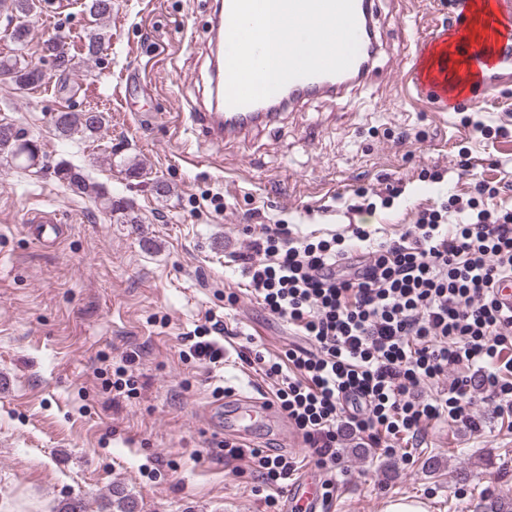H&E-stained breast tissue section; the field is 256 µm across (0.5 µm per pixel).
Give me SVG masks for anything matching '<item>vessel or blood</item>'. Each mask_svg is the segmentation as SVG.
I'll list each match as a JSON object with an SVG mask.
<instances>
[{"mask_svg":"<svg viewBox=\"0 0 512 512\" xmlns=\"http://www.w3.org/2000/svg\"><path fill=\"white\" fill-rule=\"evenodd\" d=\"M375 0H354L359 39L358 54L350 68L339 74H323L297 78L288 82L270 98L244 105L231 106L226 100L224 73L227 69V45L230 24L231 0H215L213 18V42L209 53L208 99L209 110L199 113L204 121L211 141L220 144L228 137L263 124L274 122L278 114L273 104L288 101L295 106L305 99L327 96L338 97L348 89L374 76L373 62L380 50L374 26ZM446 26L432 27L419 40L405 73V80L419 92L437 100L448 95L447 77L441 65L431 62V55L438 44L446 39ZM26 223L36 225L42 241L58 239L63 228L56 214L32 211L25 218ZM278 409L267 397L239 396L235 399L234 417L230 429L242 440H254L261 427L278 421ZM320 473L306 471L288 490V507H301L302 512H321L323 497Z\"/></svg>","mask_w":512,"mask_h":512,"instance_id":"vessel-or-blood-1","label":"vessel or blood"}]
</instances>
